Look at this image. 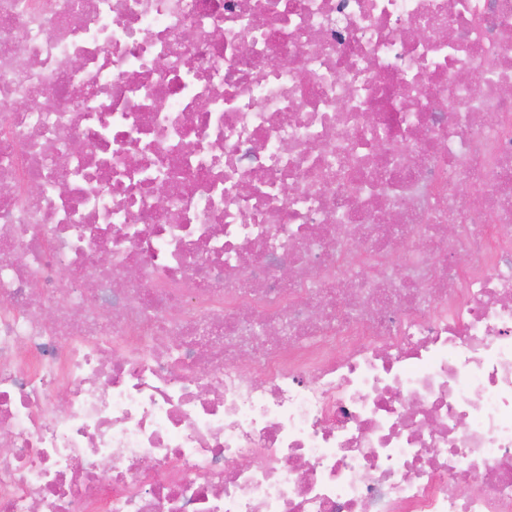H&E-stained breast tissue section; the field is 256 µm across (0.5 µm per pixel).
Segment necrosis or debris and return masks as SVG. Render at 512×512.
<instances>
[{
  "instance_id": "4bbe7bcc",
  "label": "necrosis or debris",
  "mask_w": 512,
  "mask_h": 512,
  "mask_svg": "<svg viewBox=\"0 0 512 512\" xmlns=\"http://www.w3.org/2000/svg\"><path fill=\"white\" fill-rule=\"evenodd\" d=\"M0 512H512V0H0Z\"/></svg>"
}]
</instances>
